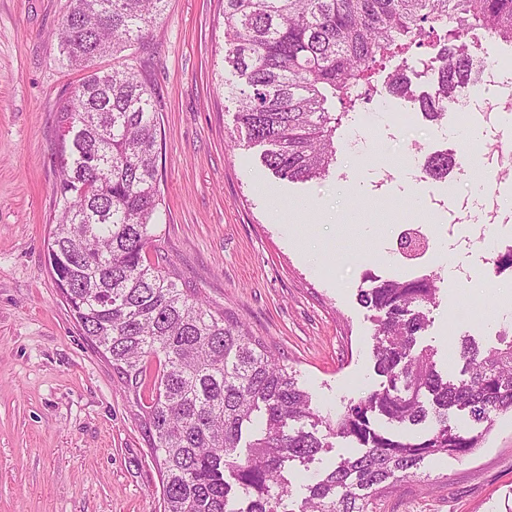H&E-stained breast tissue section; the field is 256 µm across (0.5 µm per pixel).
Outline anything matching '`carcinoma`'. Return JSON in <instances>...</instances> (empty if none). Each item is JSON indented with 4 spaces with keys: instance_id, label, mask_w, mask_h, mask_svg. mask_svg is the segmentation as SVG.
<instances>
[{
    "instance_id": "cac0c4a2",
    "label": "carcinoma",
    "mask_w": 512,
    "mask_h": 512,
    "mask_svg": "<svg viewBox=\"0 0 512 512\" xmlns=\"http://www.w3.org/2000/svg\"><path fill=\"white\" fill-rule=\"evenodd\" d=\"M166 2L70 0L58 27L62 60L87 71L58 105V215L47 250L67 285L65 303L135 396L163 512H366L399 478L473 454L512 413V332L491 348L462 338L460 377L444 378L434 350L417 349L425 310L439 302L436 278L362 287L359 303L379 313L374 369L386 381L332 422L261 338L177 282L175 261L160 249L154 93L132 67H95L144 43ZM477 30L511 47L512 0H224L237 128L265 146L263 161L279 178L321 180L336 163V133L357 90L408 97L439 121L471 76L461 38ZM422 47L438 70L433 92L414 95L398 71L374 84L387 63L406 68ZM454 166L446 153L426 162L435 180ZM458 413L470 427L452 422ZM329 437L361 452L313 476L295 509L290 469H309Z\"/></svg>"
}]
</instances>
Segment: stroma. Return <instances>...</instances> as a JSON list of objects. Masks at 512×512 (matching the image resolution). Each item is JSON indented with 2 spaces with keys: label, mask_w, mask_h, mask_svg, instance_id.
I'll return each mask as SVG.
<instances>
[{
  "label": "stroma",
  "mask_w": 512,
  "mask_h": 512,
  "mask_svg": "<svg viewBox=\"0 0 512 512\" xmlns=\"http://www.w3.org/2000/svg\"><path fill=\"white\" fill-rule=\"evenodd\" d=\"M69 0H0V512H160L159 468L140 412L94 351L50 271L47 238L57 208V106L84 78L63 64L57 29ZM224 0H168L144 45L127 50L159 105L163 246L181 277L225 318L243 322L284 357L320 414L337 418L378 389L376 312L360 305L367 279L405 280L398 235L422 227L438 259L439 303L421 345L455 378L451 336L495 344L512 320V273L495 274L486 245L469 138L455 119L415 114L390 95L354 150L337 140L322 181L276 178L262 149L239 142L236 102L223 84ZM455 155L447 180L417 181V163ZM470 267L462 275L458 261ZM467 304L470 316L453 311ZM512 497V415L475 455L442 458L397 481L368 512H502Z\"/></svg>",
  "instance_id": "obj_1"
}]
</instances>
